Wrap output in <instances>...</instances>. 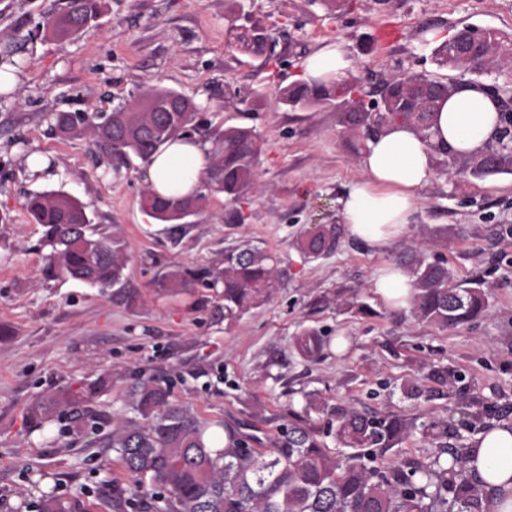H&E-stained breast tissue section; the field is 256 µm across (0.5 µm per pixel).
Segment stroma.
I'll return each mask as SVG.
<instances>
[{"label": "stroma", "instance_id": "35a3bbf8", "mask_svg": "<svg viewBox=\"0 0 512 512\" xmlns=\"http://www.w3.org/2000/svg\"><path fill=\"white\" fill-rule=\"evenodd\" d=\"M68 2L0 0V69L18 76L12 93L0 95V512H38L48 490L71 512H137L101 498L109 484L131 485L115 451L90 435L72 437L64 420L40 430L26 423L33 398L108 369L112 389L99 403L109 413L126 411L125 375L140 370L168 383L174 403L224 423L256 450L276 447L293 424L335 447L339 408L411 423L382 454L388 464L469 447L479 432L512 421V174L436 171L390 250L346 237L332 256L307 261L296 237L340 223L337 200L362 177V157L338 123L343 103L295 110L279 101L300 58L339 37L359 92L402 70L453 77L436 62L429 32L448 38L469 26L512 38V0H345L337 12L309 0H242L274 34L268 60L233 47L227 0H101V16L84 33L58 40L38 32ZM150 88L202 103L211 127L254 129L257 188L236 202L211 196L184 224H164L141 207L139 159L99 158L91 137L63 138L48 127L53 113H109ZM239 92L248 103H236ZM31 154L50 161V177L26 173ZM51 190L86 204L91 224L124 244V287L135 304L117 300L112 286L44 275L41 228L26 204ZM422 240L428 259L446 262L457 281L481 279L484 316L441 329L375 293L374 270L403 264ZM245 244L278 256L281 277L267 301L236 321L224 319L221 288L157 292L165 265L218 266L225 250ZM360 302L373 315L358 313ZM307 329L326 344L315 359L294 348ZM433 369L455 383L430 377ZM308 393L326 411L306 409ZM442 423L449 433L434 437Z\"/></svg>", "mask_w": 512, "mask_h": 512}]
</instances>
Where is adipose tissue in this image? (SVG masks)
Wrapping results in <instances>:
<instances>
[{"label": "adipose tissue", "instance_id": "obj_1", "mask_svg": "<svg viewBox=\"0 0 512 512\" xmlns=\"http://www.w3.org/2000/svg\"><path fill=\"white\" fill-rule=\"evenodd\" d=\"M311 79L343 81L353 61L343 40L321 42L299 62ZM501 103L485 87L467 80L438 110L429 139L396 123L368 141L362 159L363 178L338 199L349 238L382 253L405 234L420 203V192L435 173L437 151L482 152L502 127ZM208 147L199 140H178L160 147L142 172L162 196H187L201 184ZM372 286L390 307L406 306L413 280L401 267L384 265L372 275ZM467 475L487 492L486 512H512V423L480 432L469 450Z\"/></svg>", "mask_w": 512, "mask_h": 512}]
</instances>
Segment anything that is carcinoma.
I'll list each match as a JSON object with an SVG mask.
<instances>
[{"instance_id": "carcinoma-1", "label": "carcinoma", "mask_w": 512, "mask_h": 512, "mask_svg": "<svg viewBox=\"0 0 512 512\" xmlns=\"http://www.w3.org/2000/svg\"><path fill=\"white\" fill-rule=\"evenodd\" d=\"M100 14V0H70L68 9L44 25L53 38H70ZM238 49L252 56L271 57L269 29L252 16L235 28ZM512 46L492 31L460 28L440 44L434 54L441 66L461 73H480L508 64ZM460 79L442 81L425 74L403 71L382 81L377 98L359 100L339 113L345 132L369 139L396 122L430 136L432 119L440 105L456 90ZM351 92L346 84H297L284 88L282 104L294 109L329 104ZM201 106L192 98L167 88H153L107 115L62 112L52 116V129L60 136L81 138L91 134L98 152L128 163L131 157L148 163L163 144L187 137L197 124ZM507 124L496 143L482 153L449 156L439 153L445 172L467 173L482 179L512 174V143L508 127L512 115L501 114ZM211 142L208 166L200 188L184 197L166 198L152 187L141 192V205L156 220L178 224L184 211L194 215L209 196L224 194L237 201L255 187L261 146L253 130L242 127L206 129ZM27 211L42 227L40 247L47 250L44 272L66 275L90 285L121 283L127 266L124 248L91 227L86 207L64 191L33 196ZM345 236L342 224H320L317 233L302 232L295 247L315 261L334 254ZM414 277L410 298L414 317L443 329L458 327L480 317L487 296L478 285L455 280L448 267L430 261L420 243L406 252ZM276 260L252 246L233 247L224 253V267L185 268L173 264L156 282L157 290L177 294L184 288L224 286V320L232 322L266 301L276 287ZM305 359L320 355L318 334L306 330L295 340ZM128 389L132 416H110L96 400L112 388V372L89 382L82 391L68 387L34 400L26 412L31 427L66 416L74 431L101 429L112 424L104 446L119 455L136 488L156 485L154 496L164 501V512H485L484 487L461 476L466 458L451 453L452 464L440 457L413 460L404 465H374V456L395 447L411 430L407 420L390 415L372 416L355 408L338 412L335 433L342 449L327 447L311 427L288 429L281 444L268 452L248 448L234 431L225 429L229 445L214 448L211 424L191 409L170 400L171 391L152 376L130 374ZM370 464H365V461ZM451 496H446V493ZM40 512H69L50 493L41 497Z\"/></svg>"}]
</instances>
